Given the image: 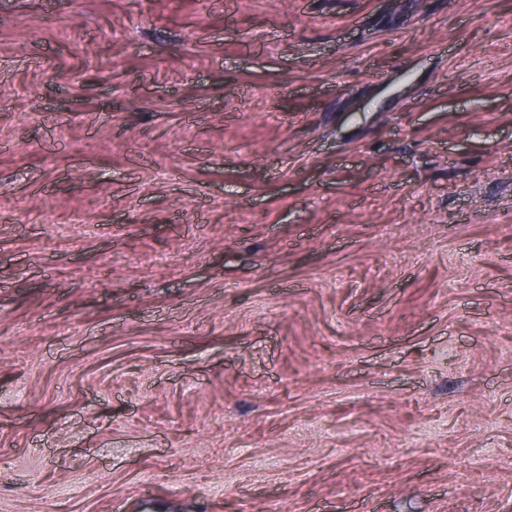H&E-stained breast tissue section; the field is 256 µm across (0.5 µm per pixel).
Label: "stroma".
Returning <instances> with one entry per match:
<instances>
[{
	"label": "stroma",
	"mask_w": 512,
	"mask_h": 512,
	"mask_svg": "<svg viewBox=\"0 0 512 512\" xmlns=\"http://www.w3.org/2000/svg\"><path fill=\"white\" fill-rule=\"evenodd\" d=\"M0 512H512V0H0Z\"/></svg>",
	"instance_id": "obj_1"
}]
</instances>
